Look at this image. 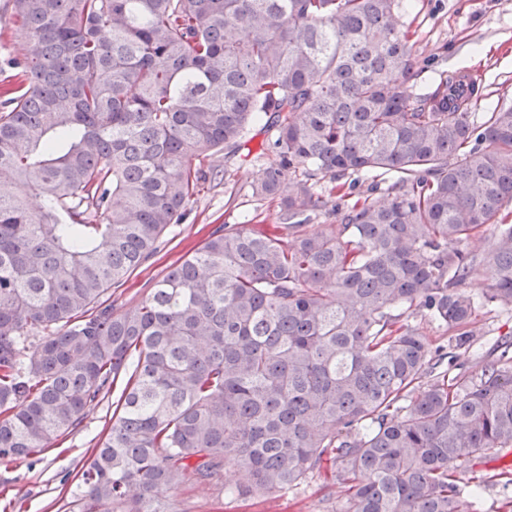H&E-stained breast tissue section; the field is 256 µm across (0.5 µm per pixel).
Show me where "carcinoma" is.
I'll return each mask as SVG.
<instances>
[{"label": "carcinoma", "instance_id": "carcinoma-1", "mask_svg": "<svg viewBox=\"0 0 512 512\" xmlns=\"http://www.w3.org/2000/svg\"><path fill=\"white\" fill-rule=\"evenodd\" d=\"M400 2L8 0L26 52L0 81V462L72 432L121 378L78 512H183L162 493L228 462L243 498L328 474L336 512H468L456 462L512 447V357L435 376L391 310L465 351L474 272L512 308V105L475 124L457 75L415 96ZM260 122L251 191L278 202L276 232L219 226L114 309ZM378 171L387 201L343 202V178ZM489 226L494 251L470 248Z\"/></svg>", "mask_w": 512, "mask_h": 512}]
</instances>
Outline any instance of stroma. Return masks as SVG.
I'll use <instances>...</instances> for the list:
<instances>
[{"label": "stroma", "instance_id": "stroma-1", "mask_svg": "<svg viewBox=\"0 0 512 512\" xmlns=\"http://www.w3.org/2000/svg\"><path fill=\"white\" fill-rule=\"evenodd\" d=\"M402 20L408 29L416 58L413 92L431 93L450 74L472 77L479 98L472 105L476 121L501 103H512V0H402ZM262 172L252 158L219 177L195 197L183 223L173 225L160 252L135 270L121 292L112 295L115 309L147 296L166 268L197 248L208 233L223 224H261L273 229L277 209L251 194V184ZM490 284L486 271H478L465 291L478 306L469 324L470 347L455 362H441L449 374H477L492 358L496 345L512 331V310L486 301ZM113 388L107 399L86 412L82 426L57 441L40 456L12 463L0 462V512H76L79 490L65 482L76 472L108 425L113 404L120 395ZM512 466V451L493 452L480 458H462L457 475L463 488H471L476 475L488 476L470 512H512V485L493 481V474ZM241 481L233 465H226L223 480L212 485L184 484L177 493L186 512H336L337 487L310 479L258 499H232L228 488Z\"/></svg>", "mask_w": 512, "mask_h": 512}]
</instances>
